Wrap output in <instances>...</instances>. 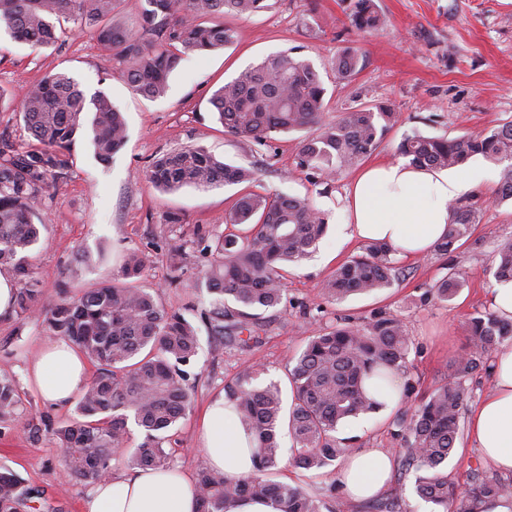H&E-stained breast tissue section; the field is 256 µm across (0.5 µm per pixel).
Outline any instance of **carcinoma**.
I'll return each instance as SVG.
<instances>
[{
    "mask_svg": "<svg viewBox=\"0 0 512 512\" xmlns=\"http://www.w3.org/2000/svg\"><path fill=\"white\" fill-rule=\"evenodd\" d=\"M118 0H0V30L35 48L55 45L66 33L63 24L92 33L106 60L137 94L162 96L170 75L184 57L224 48L235 31L224 15L248 17L269 7L268 0H145L138 17L114 20ZM347 18L367 32L384 24L375 0H351ZM352 51L336 55V78L358 70ZM325 89L318 72L292 52L278 53L245 69L211 98L224 130L257 146L278 133L306 131L294 158V169L318 180L351 170L375 150L397 123L388 107L356 106L335 120L325 119ZM91 106H86V103ZM21 113L38 149L0 143V269L12 270L19 282L14 312L20 322L40 317L56 336L69 339L96 367L74 414L53 430L71 474L79 481L110 475L116 450L129 439V421L143 438L126 463L132 468L168 471L175 449L165 447L169 432L191 411L192 394L182 366L197 354L198 329L182 313L169 311L157 296L139 286L148 258L132 249L120 274L64 297L42 302L35 288L29 252L39 241L40 206L51 179L63 174L62 151L85 136L96 160L112 161L125 146L128 130L123 113L103 92L86 99L63 73H48L25 93ZM397 154L415 167L457 169L481 156L507 163L494 190L495 202H512V121L486 135L454 138L406 133ZM148 177L155 188L176 192L184 187L210 188L251 183L250 168L224 163L202 145H189L155 156ZM452 221L432 251L445 258L448 273L429 289L439 300L453 299L463 287L454 254L479 223L477 203L455 202ZM226 227L249 226L248 234L214 236L205 250L212 256L194 284L211 333L225 346L248 352L260 340L267 321L262 313L286 298L284 268L308 257L327 232L328 218L306 197L247 193L225 214ZM172 280L191 264L182 246L169 253ZM494 278L512 282V239L497 246ZM403 275L395 250L369 241L361 253L342 263L322 285L330 302L353 294H374L390 288ZM237 308L226 306L227 300ZM512 340V320L491 312L469 321L466 352L449 365L448 381L421 396L412 414L393 419L396 436L405 445L398 470L412 472L414 494L436 512H483L489 500L512 498V478L471 468L472 487L448 481L446 464L462 433L470 374L486 362L495 346ZM408 336L402 316L387 308L367 320L339 319L309 336L288 373L293 403L288 433L295 454L292 466L321 470L353 451L339 426L350 418L375 413L384 403L372 397L366 382L382 388L407 368ZM262 368L248 364L224 386L236 403L239 418L255 436V473L229 480L213 470L196 481L199 512H237L248 499H265L278 512H334L321 496L297 483L272 479L280 459L283 425L282 390L278 383L257 386ZM18 403L14 378L0 372V414ZM35 495L8 468L0 469V512H34Z\"/></svg>",
    "mask_w": 512,
    "mask_h": 512,
    "instance_id": "1",
    "label": "carcinoma"
}]
</instances>
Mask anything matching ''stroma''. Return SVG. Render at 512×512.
I'll use <instances>...</instances> for the list:
<instances>
[{"label":"stroma","mask_w":512,"mask_h":512,"mask_svg":"<svg viewBox=\"0 0 512 512\" xmlns=\"http://www.w3.org/2000/svg\"><path fill=\"white\" fill-rule=\"evenodd\" d=\"M271 9L249 16L225 15L236 39L224 49L192 54L170 76L164 96L147 99L114 78L96 38L71 32L56 47L35 49L0 34V88L10 101L0 106V139L30 143L21 117V97L47 72L73 78L86 96L104 92L127 120L128 140L114 162L94 159L84 139L69 151V169L53 182L41 207L44 225L31 253L34 276L47 303L62 294H78L90 283L111 278L129 249L149 255L142 283L156 288L166 309L176 310L198 329L199 350L186 367L193 389V409L173 431L176 468L197 475L205 468L200 440L203 413L210 399L224 391L243 362L262 365L261 381L279 382L289 391V368L314 329L336 317L364 319L375 309L399 311L413 339L407 373L427 392L448 379V363L468 344V321L490 311L489 297L497 283L493 255L498 241L512 235V206L492 201L501 166L477 157L471 167L483 173L474 192L482 200L481 222L474 230L478 245L456 253L464 280L450 301L426 297V290L445 274V260L435 254L400 259L405 277L394 287L372 295H353L333 304L324 300L323 280L361 243L343 236L345 191L352 172L329 184L316 185L293 172L300 133L277 135L259 147L226 134L212 118L213 92L241 71L276 53L294 49L319 73L325 88L327 118L351 106L385 105L399 121L370 155V162L395 160L404 133L453 138L485 134L512 120V0H376L387 24L362 33L346 18L344 0H271ZM345 48L361 58L351 79L337 80L332 62ZM200 144L226 163L253 168V186L226 185L208 189L185 187L174 193L156 189L147 176L152 157L176 147ZM311 198L328 217V231L316 251L285 272L287 296L267 316L270 326L261 343L248 353L224 348L195 306L198 271L209 264L205 238L225 232L224 214L246 190ZM180 212L179 224L165 223L167 212ZM183 245L194 253L180 282L169 278L168 254ZM51 337L39 320L18 323L0 318V371L15 381L19 403L0 418V466L12 470L24 487L40 491L39 512H82L89 483L74 479L52 430L72 416L73 407L45 402L28 383L29 369L42 342ZM414 398L397 406L344 423L337 435L354 448L400 446L391 428L398 412L414 410ZM292 441L281 437V456L273 477L303 481L310 493L326 496L335 512H365L348 503L337 481L336 466L300 479L289 462Z\"/></svg>","instance_id":"1"}]
</instances>
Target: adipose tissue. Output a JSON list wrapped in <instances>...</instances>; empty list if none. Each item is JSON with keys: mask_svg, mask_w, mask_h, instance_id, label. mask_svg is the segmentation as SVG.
<instances>
[{"mask_svg": "<svg viewBox=\"0 0 512 512\" xmlns=\"http://www.w3.org/2000/svg\"><path fill=\"white\" fill-rule=\"evenodd\" d=\"M480 180L475 170L448 173L403 162L375 163L361 171L346 190L344 225L348 237L379 240L398 255L426 254L444 233L452 215L449 206ZM490 390L473 408L468 432L471 443L493 470L512 473V342L493 355ZM28 379L40 396L61 407L70 404L88 383L87 363L66 339L47 341L32 364ZM205 461L209 469L237 480L254 470L253 434L240 425L232 401L218 396L207 406L202 422ZM393 469L387 452L368 448L353 452L338 472L349 501L379 495ZM195 482L181 471L136 470L132 475L95 481L84 512H197Z\"/></svg>", "mask_w": 512, "mask_h": 512, "instance_id": "adipose-tissue-1", "label": "adipose tissue"}]
</instances>
